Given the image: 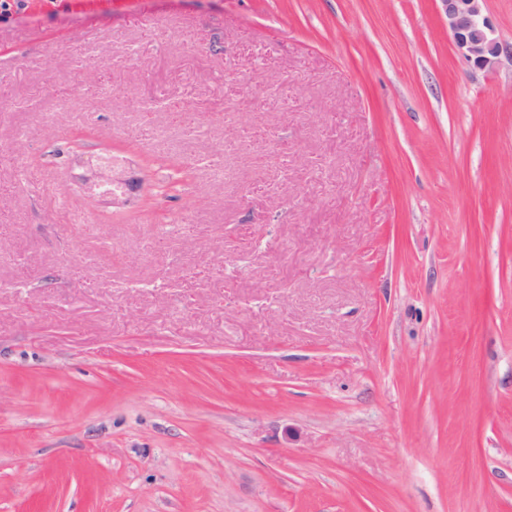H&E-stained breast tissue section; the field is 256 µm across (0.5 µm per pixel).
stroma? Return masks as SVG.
Wrapping results in <instances>:
<instances>
[{
	"instance_id": "obj_1",
	"label": "stroma",
	"mask_w": 512,
	"mask_h": 512,
	"mask_svg": "<svg viewBox=\"0 0 512 512\" xmlns=\"http://www.w3.org/2000/svg\"><path fill=\"white\" fill-rule=\"evenodd\" d=\"M0 512H512V61L438 0L1 16ZM445 25L454 45L464 58L480 70L500 64L506 51L496 36L492 21L485 13L487 0H439ZM99 166L112 167V171L115 173L116 177L112 179V175L108 169H101L99 171V180L101 183L108 182L112 180L111 184L104 186L100 191L104 192L105 195H120L125 193L129 188V180L125 175V161L119 157H115L112 155H104L100 158L99 161L91 163L93 167Z\"/></svg>"
}]
</instances>
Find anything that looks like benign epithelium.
Wrapping results in <instances>:
<instances>
[{
    "label": "benign epithelium",
    "mask_w": 512,
    "mask_h": 512,
    "mask_svg": "<svg viewBox=\"0 0 512 512\" xmlns=\"http://www.w3.org/2000/svg\"><path fill=\"white\" fill-rule=\"evenodd\" d=\"M445 25L454 45L464 58L480 70L500 64L506 48L496 36L485 13V0H440Z\"/></svg>",
    "instance_id": "1"
}]
</instances>
